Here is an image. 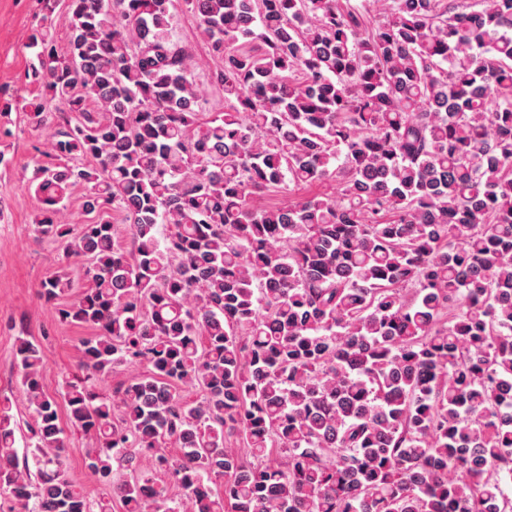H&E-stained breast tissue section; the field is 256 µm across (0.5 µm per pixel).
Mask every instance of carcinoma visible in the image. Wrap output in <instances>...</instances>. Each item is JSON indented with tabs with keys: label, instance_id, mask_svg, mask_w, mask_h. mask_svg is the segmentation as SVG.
<instances>
[{
	"label": "carcinoma",
	"instance_id": "obj_1",
	"mask_svg": "<svg viewBox=\"0 0 512 512\" xmlns=\"http://www.w3.org/2000/svg\"><path fill=\"white\" fill-rule=\"evenodd\" d=\"M375 2L181 0L211 112L172 0H66L64 56L44 0L35 231L85 287L40 295L91 330L65 402L109 492L23 339L0 512H512V0ZM171 11L175 14V34L182 45L189 49L195 59L194 75L198 83L207 85V77L216 62L210 57L206 46L197 34L194 20L181 9V4L173 0ZM70 477L89 497L96 498L105 492L104 487L85 468L82 454L78 450H74L70 457Z\"/></svg>",
	"mask_w": 512,
	"mask_h": 512
}]
</instances>
